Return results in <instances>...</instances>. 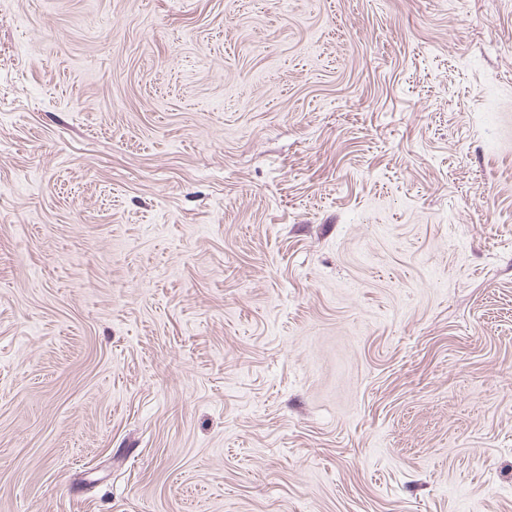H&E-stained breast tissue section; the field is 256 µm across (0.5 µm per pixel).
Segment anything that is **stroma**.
Instances as JSON below:
<instances>
[{
    "mask_svg": "<svg viewBox=\"0 0 512 512\" xmlns=\"http://www.w3.org/2000/svg\"><path fill=\"white\" fill-rule=\"evenodd\" d=\"M0 512H512V0H0Z\"/></svg>",
    "mask_w": 512,
    "mask_h": 512,
    "instance_id": "stroma-1",
    "label": "stroma"
}]
</instances>
